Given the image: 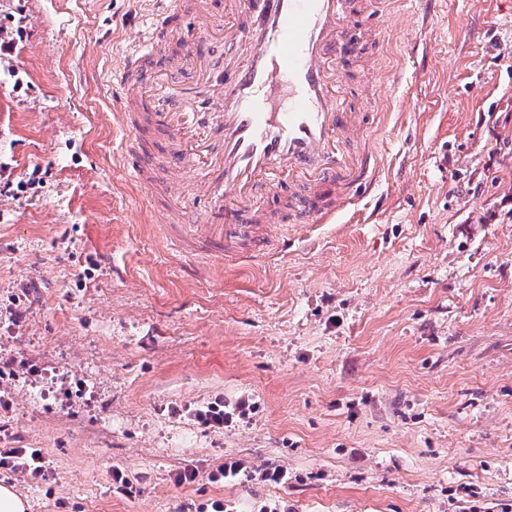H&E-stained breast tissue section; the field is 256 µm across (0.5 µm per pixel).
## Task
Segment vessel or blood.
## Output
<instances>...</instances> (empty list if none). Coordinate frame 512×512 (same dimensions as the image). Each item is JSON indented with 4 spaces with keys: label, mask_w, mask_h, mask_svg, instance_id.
<instances>
[{
    "label": "vessel or blood",
    "mask_w": 512,
    "mask_h": 512,
    "mask_svg": "<svg viewBox=\"0 0 512 512\" xmlns=\"http://www.w3.org/2000/svg\"><path fill=\"white\" fill-rule=\"evenodd\" d=\"M381 8V0H227L220 15L208 0H169L129 38L114 74L123 91L119 118L132 130L145 122L164 131L168 150H129L128 166L142 188L171 199L163 222L182 253L229 259L284 249L289 225L334 223L352 190L372 184L366 115L352 111L355 87L339 62L360 51L353 18ZM175 16L220 33L242 56L208 70L212 100L203 112L162 93L158 67L146 65L161 55L159 34ZM276 177L287 179L290 195L268 210L260 199ZM198 186L208 219L187 224L174 203Z\"/></svg>",
    "instance_id": "1"
}]
</instances>
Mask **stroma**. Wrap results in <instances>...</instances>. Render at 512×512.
Wrapping results in <instances>:
<instances>
[{"label":"stroma","mask_w":512,"mask_h":512,"mask_svg":"<svg viewBox=\"0 0 512 512\" xmlns=\"http://www.w3.org/2000/svg\"><path fill=\"white\" fill-rule=\"evenodd\" d=\"M147 9L0 0V448L54 470L0 485L29 512H512V0L359 19L377 186L206 276L114 119ZM244 399L223 428L194 416ZM228 460L246 472L210 483Z\"/></svg>","instance_id":"1"}]
</instances>
